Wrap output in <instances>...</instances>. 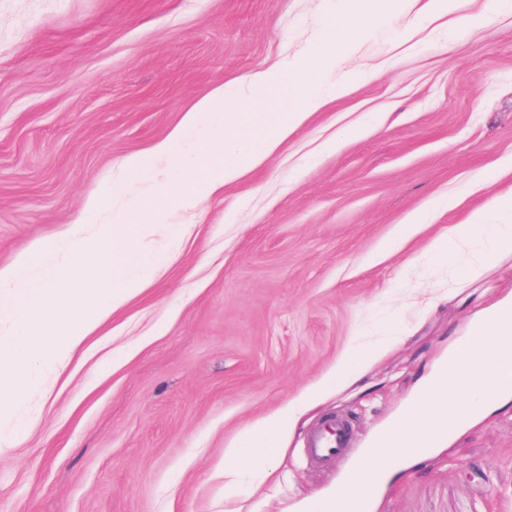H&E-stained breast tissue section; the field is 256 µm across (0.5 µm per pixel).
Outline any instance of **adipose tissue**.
Listing matches in <instances>:
<instances>
[{"label": "adipose tissue", "mask_w": 512, "mask_h": 512, "mask_svg": "<svg viewBox=\"0 0 512 512\" xmlns=\"http://www.w3.org/2000/svg\"><path fill=\"white\" fill-rule=\"evenodd\" d=\"M474 249L470 263L459 266L458 253ZM512 253V191L494 195L472 218L449 226L434 237L426 256L439 265H456L460 287L476 282L482 273L499 265ZM512 312V291L478 309L475 327L461 349H449L424 390L403 412L375 433L362 454L361 482L370 483L375 473L385 470L390 459L381 449L384 440L422 436L440 447L461 429L462 417L473 411L480 396L495 385L505 362H512V327L498 323L503 311ZM382 353L365 347L355 356H344L321 381L254 422L224 450V512H242L238 504L239 479L249 473L266 479L279 471L285 459L282 441L292 435L301 419L342 389L357 383ZM373 501L365 500L356 485H344L327 493H311L301 502H281L279 512H371Z\"/></svg>", "instance_id": "ef3b65f1"}]
</instances>
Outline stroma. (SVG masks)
<instances>
[{"instance_id": "1", "label": "stroma", "mask_w": 512, "mask_h": 512, "mask_svg": "<svg viewBox=\"0 0 512 512\" xmlns=\"http://www.w3.org/2000/svg\"><path fill=\"white\" fill-rule=\"evenodd\" d=\"M410 0L337 54L374 80L314 113L262 166L172 212L151 285L19 409L0 450V512H224L214 468L248 425L297 398L352 348L401 335L356 388L312 411L286 471L248 480L245 508L330 487L301 453L345 415L352 449L394 414L464 332L512 255L472 287L421 257L445 227L512 189V0ZM343 0H0V267L82 216L120 161L164 139L197 99L279 66L341 18ZM366 124L357 138L346 126ZM336 139V150L319 145ZM440 196L398 252L380 245ZM378 512H512V404L438 455L389 472Z\"/></svg>"}]
</instances>
